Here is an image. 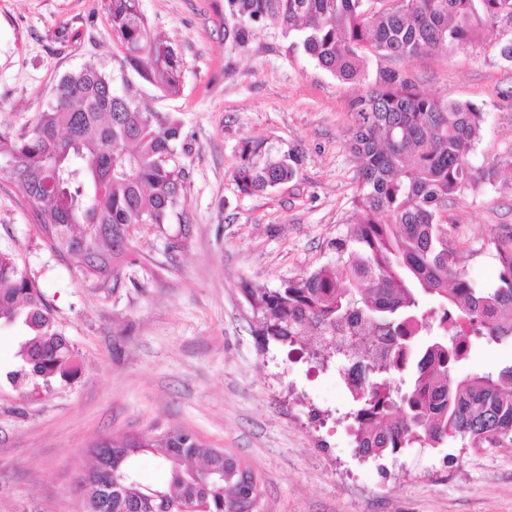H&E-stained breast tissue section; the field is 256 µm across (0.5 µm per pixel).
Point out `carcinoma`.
Wrapping results in <instances>:
<instances>
[{
  "label": "carcinoma",
  "mask_w": 512,
  "mask_h": 512,
  "mask_svg": "<svg viewBox=\"0 0 512 512\" xmlns=\"http://www.w3.org/2000/svg\"><path fill=\"white\" fill-rule=\"evenodd\" d=\"M113 34L142 70L170 94L181 68L170 47L150 41L137 0H105ZM232 35L247 45L255 24L282 31L289 48L344 81L365 79L370 59H409L464 48L483 31L512 22V0H225ZM349 148L358 162L353 227L332 243L334 258L296 281L248 288L259 335L308 349V336L353 328L382 340L355 368L349 390L361 456L404 448H440L459 440L483 448L512 445V364L457 376L471 341L512 343V227L491 242L496 283L481 288L463 252L442 238L448 206L512 170V156L476 168L471 155L486 123L478 106L429 95L400 72L378 73L352 105ZM180 121L143 111L94 64L64 76L52 103L31 128L0 130V176L17 182L26 206L55 251L76 257L101 284L117 277L130 252L131 228L158 233L183 198L184 176L170 165L182 139ZM234 173L239 192L253 194L292 179L289 154L268 157L242 142ZM431 297L438 307L426 308ZM0 326L20 327L11 384L33 392L80 371L77 352L58 327L38 284L14 255L0 251ZM156 457L162 484H146L138 459ZM202 460L201 469L184 465ZM218 449L179 428L133 434L112 447L103 467L81 475L84 512H153L195 499L206 512H228L240 498L238 477Z\"/></svg>",
  "instance_id": "carcinoma-1"
}]
</instances>
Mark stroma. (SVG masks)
Wrapping results in <instances>:
<instances>
[{
	"instance_id": "35a3bbf8",
	"label": "stroma",
	"mask_w": 512,
	"mask_h": 512,
	"mask_svg": "<svg viewBox=\"0 0 512 512\" xmlns=\"http://www.w3.org/2000/svg\"><path fill=\"white\" fill-rule=\"evenodd\" d=\"M151 37L181 60L179 94L143 79L113 36L102 0H0V129L31 126L64 76L95 62L150 112L183 124L173 162L186 180L166 234L142 228L114 287L82 274L42 236L18 187L0 180V250L41 288L78 352L71 382L37 393L0 381V512H83L79 472L91 446L128 433L184 428L245 460L260 481L258 512H512V447L408 448L364 460L346 426L335 372H312L264 342L244 286L274 288L328 263L346 234L357 163L350 104L337 79L280 31L228 37L224 0H138ZM512 41L501 22L476 43L408 60L373 59L430 94L487 114L472 161L512 155ZM293 155L296 174L258 194L233 181L241 142ZM448 239L485 287L490 246L512 226V174L449 206ZM512 364V344H474L459 374Z\"/></svg>"
}]
</instances>
